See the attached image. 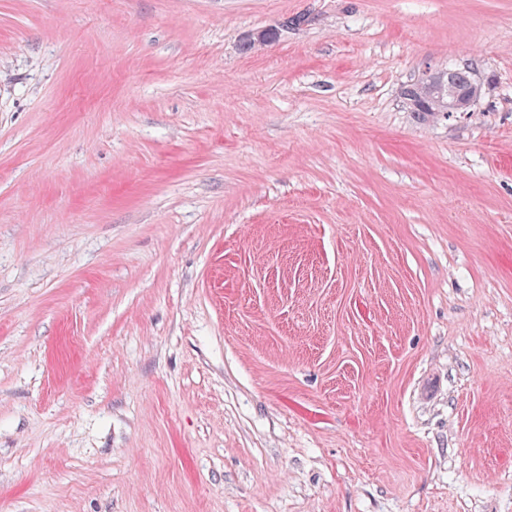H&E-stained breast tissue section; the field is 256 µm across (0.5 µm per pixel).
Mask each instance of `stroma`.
<instances>
[{
  "instance_id": "35a3bbf8",
  "label": "stroma",
  "mask_w": 512,
  "mask_h": 512,
  "mask_svg": "<svg viewBox=\"0 0 512 512\" xmlns=\"http://www.w3.org/2000/svg\"><path fill=\"white\" fill-rule=\"evenodd\" d=\"M0 512H512V0H0ZM450 72L453 83L459 88L454 87L448 81V87L445 84V78ZM433 83H425L420 79L407 85L402 91L405 105L411 112H442L444 102L448 92V112H467L480 94V85L473 80L472 74L466 69H448L438 71ZM440 73V74H441ZM469 86V87H468ZM468 87L465 90H461Z\"/></svg>"
}]
</instances>
